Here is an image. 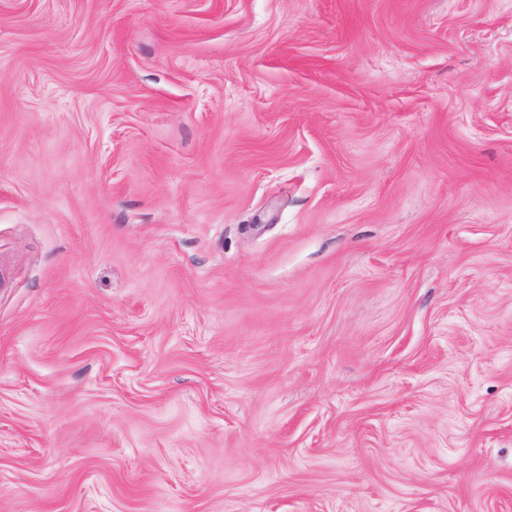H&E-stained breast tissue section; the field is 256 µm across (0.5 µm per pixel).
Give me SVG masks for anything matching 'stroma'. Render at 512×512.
Returning <instances> with one entry per match:
<instances>
[{
    "mask_svg": "<svg viewBox=\"0 0 512 512\" xmlns=\"http://www.w3.org/2000/svg\"><path fill=\"white\" fill-rule=\"evenodd\" d=\"M0 512H512V0H0Z\"/></svg>",
    "mask_w": 512,
    "mask_h": 512,
    "instance_id": "1",
    "label": "stroma"
}]
</instances>
